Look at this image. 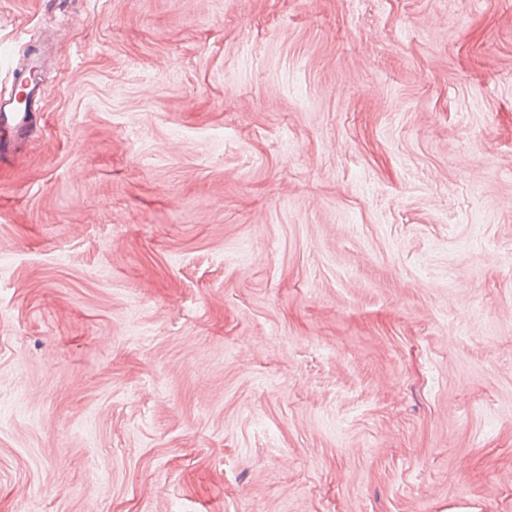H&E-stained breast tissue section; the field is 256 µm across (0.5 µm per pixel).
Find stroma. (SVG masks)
<instances>
[{
    "label": "stroma",
    "instance_id": "obj_1",
    "mask_svg": "<svg viewBox=\"0 0 512 512\" xmlns=\"http://www.w3.org/2000/svg\"><path fill=\"white\" fill-rule=\"evenodd\" d=\"M0 512H512V0H0ZM21 111L24 109L15 97H0V125L4 130L0 138L2 159L13 156L19 145L31 135L36 125L35 115L32 112ZM21 113H23L22 116L19 115Z\"/></svg>",
    "mask_w": 512,
    "mask_h": 512
}]
</instances>
